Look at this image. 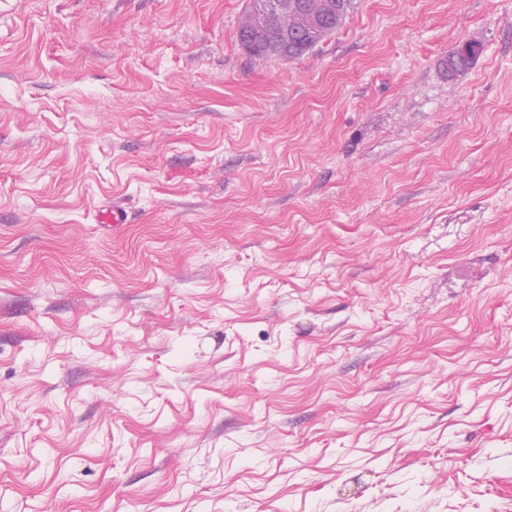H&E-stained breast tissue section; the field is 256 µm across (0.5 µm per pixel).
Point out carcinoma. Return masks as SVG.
<instances>
[{
	"mask_svg": "<svg viewBox=\"0 0 512 512\" xmlns=\"http://www.w3.org/2000/svg\"><path fill=\"white\" fill-rule=\"evenodd\" d=\"M279 0H250L237 31L240 45L252 56L292 60L311 50L342 23L352 0H291L286 10ZM475 58H451L448 77L469 69Z\"/></svg>",
	"mask_w": 512,
	"mask_h": 512,
	"instance_id": "obj_1",
	"label": "carcinoma"
}]
</instances>
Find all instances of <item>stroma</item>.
I'll return each mask as SVG.
<instances>
[{"instance_id": "stroma-1", "label": "stroma", "mask_w": 512, "mask_h": 512, "mask_svg": "<svg viewBox=\"0 0 512 512\" xmlns=\"http://www.w3.org/2000/svg\"><path fill=\"white\" fill-rule=\"evenodd\" d=\"M246 5L0 0V512H512V0ZM251 0L237 31L240 45L259 59L292 60L311 50L342 23L352 0Z\"/></svg>"}]
</instances>
